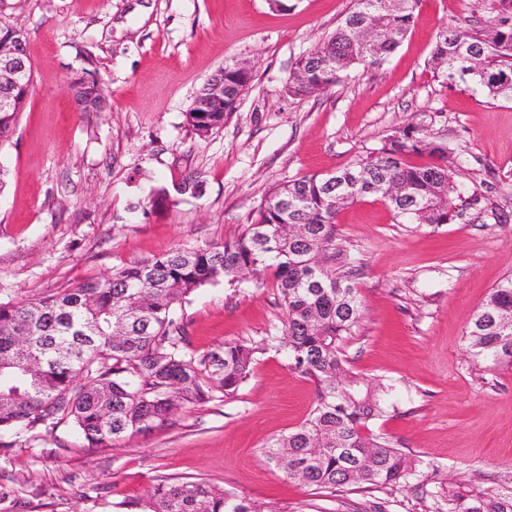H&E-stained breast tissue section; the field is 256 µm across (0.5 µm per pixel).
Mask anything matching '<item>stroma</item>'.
Listing matches in <instances>:
<instances>
[{
  "label": "stroma",
  "mask_w": 512,
  "mask_h": 512,
  "mask_svg": "<svg viewBox=\"0 0 512 512\" xmlns=\"http://www.w3.org/2000/svg\"><path fill=\"white\" fill-rule=\"evenodd\" d=\"M353 0H7L27 34L33 88L0 139V303L37 299L175 248L220 245L275 186L342 168L391 131L428 121L448 144L455 191L483 197L449 224L397 223L369 197L336 216L360 271L363 315L350 368L387 387L374 433L423 467L409 484L334 497L294 482L263 448L308 415L314 385L274 344L271 283L219 280L174 311L188 349L262 342L233 399L214 392L147 435L108 447L71 424L0 448V512H114L160 479L204 480L266 512H439L447 490L512 496V370L475 363L467 327L512 275V102L445 85L428 60L442 24L482 27L469 0H420L415 26L378 66L296 97V60L333 33ZM253 79L223 127L201 138L185 114L224 66ZM108 94L80 111L70 84ZM76 99L83 97L92 103L91 108L82 109L83 112H103L107 105V94L104 88L94 79L79 78L72 85Z\"/></svg>",
  "instance_id": "1"
}]
</instances>
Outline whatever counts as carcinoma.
I'll return each instance as SVG.
<instances>
[{"mask_svg": "<svg viewBox=\"0 0 512 512\" xmlns=\"http://www.w3.org/2000/svg\"><path fill=\"white\" fill-rule=\"evenodd\" d=\"M487 29L467 33L441 27L430 63L445 84L470 82L494 99L512 101V0H474ZM418 0H354L336 30L302 56L290 74L296 96H317L359 65L383 62L417 19ZM372 25L367 44L357 29ZM251 68L224 67V99L211 112H188L200 137L236 111ZM76 98L102 112L107 94L95 80L72 85ZM412 157L427 162L414 164ZM456 170L448 146L427 126L392 131L381 147L334 173L313 174L274 188L247 224L220 247L175 249L147 261L88 279L32 301L0 304V436L69 422L92 447L146 434L179 409L205 403L213 388L229 399L251 375L264 346L226 343L200 355L185 351L187 336L174 306L197 288L246 269L273 277L285 310L283 340L290 368L315 384L307 418L269 441L265 459L289 479L334 495L349 488L398 487L418 475L422 460L372 432L385 416V390L348 367L344 343L363 311L354 266L329 259L344 251L336 215L366 197L383 199L400 224H447L464 209L482 208L473 193L453 201L448 182ZM512 276L493 288L474 315L466 340L473 360L512 369ZM446 512H512V499L468 491L445 495ZM125 512H262L235 492L203 481L165 477L142 501L122 502Z\"/></svg>", "mask_w": 512, "mask_h": 512, "instance_id": "1", "label": "carcinoma"}]
</instances>
